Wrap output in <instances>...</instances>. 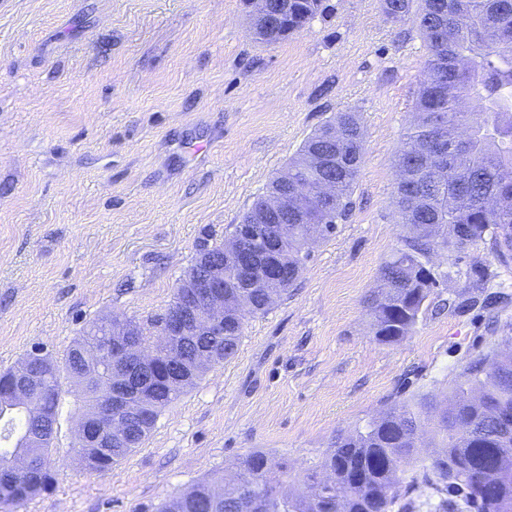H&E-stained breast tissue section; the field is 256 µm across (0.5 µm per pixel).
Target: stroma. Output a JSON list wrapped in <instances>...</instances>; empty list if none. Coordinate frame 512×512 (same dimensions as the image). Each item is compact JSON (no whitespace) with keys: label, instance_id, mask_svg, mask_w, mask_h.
I'll return each mask as SVG.
<instances>
[{"label":"stroma","instance_id":"stroma-1","mask_svg":"<svg viewBox=\"0 0 512 512\" xmlns=\"http://www.w3.org/2000/svg\"><path fill=\"white\" fill-rule=\"evenodd\" d=\"M330 3L267 45L242 0H0V371L37 348L62 360L99 317L164 311L199 241H223L328 117L358 113L366 131L348 219L247 317L236 356L104 474L73 451L78 393L63 380L54 488L16 512H155L252 452L298 480L320 474L338 432L443 400L512 334V266L480 243L433 260L451 307L400 342L375 339L364 301L406 232L396 159L426 48L380 0ZM473 265L485 281L469 282Z\"/></svg>","mask_w":512,"mask_h":512}]
</instances>
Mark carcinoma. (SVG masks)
<instances>
[{"instance_id":"carcinoma-1","label":"carcinoma","mask_w":512,"mask_h":512,"mask_svg":"<svg viewBox=\"0 0 512 512\" xmlns=\"http://www.w3.org/2000/svg\"><path fill=\"white\" fill-rule=\"evenodd\" d=\"M327 0H288L281 22L258 40L277 43L329 11ZM384 16L394 22L414 18L427 50L426 66L414 103L418 120L406 129L397 159L396 206L399 223L409 228L400 247L381 271V289L368 301L374 336L385 344L403 339L430 305L443 307L442 286L448 275L432 268V255H459L470 246L489 243L494 258L512 265V0H381ZM365 133L355 112H338L303 143L288 162V182L313 186L317 168L310 159L327 155L333 191L311 197L306 211L279 215L256 199L239 224L266 213L263 224L283 237L280 254L260 258L259 268L276 261L288 267V282L270 288L262 277L245 288L232 272L224 244L201 242L199 248L224 255V360L239 348L245 318L238 299L246 296L251 315L266 312L273 298L288 294L310 256L309 242L323 240L351 212L352 194L364 158ZM112 319L91 322L74 340L63 366L84 370L75 352L105 339ZM204 370L171 391L168 372L143 373L140 393L131 402L157 420L159 413L195 385ZM448 405L436 411L422 397L415 404H394L368 422L364 430L339 433L322 464L334 483L309 480L304 486L275 480L272 470L287 474L284 464L263 452L242 459L239 472L224 481V500L211 501L212 480L204 479L162 502L156 512H413L409 494L432 490L434 512H512V465L495 481L487 465L512 450V354L498 351L472 360ZM104 375L89 378L78 394L80 410L99 405ZM61 389L35 398V409L59 417ZM429 416L441 444L425 456L415 452L421 415ZM46 427L16 413L3 418L0 439L13 432ZM149 432L133 435V446L105 453L85 448L79 461L90 473L106 472L140 447ZM39 467L26 478L29 493L19 492L11 468L0 464V512L35 498L54 482L52 446L31 448Z\"/></svg>"}]
</instances>
